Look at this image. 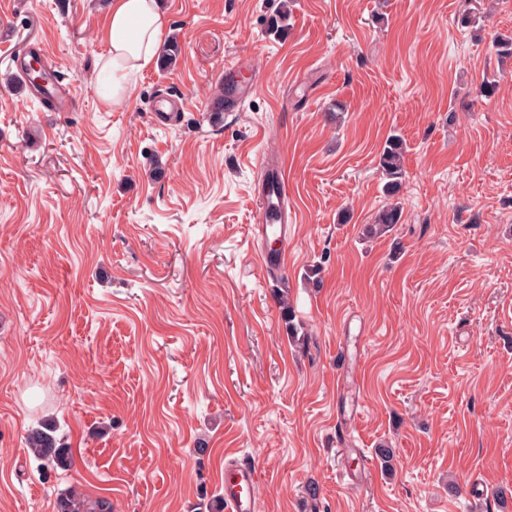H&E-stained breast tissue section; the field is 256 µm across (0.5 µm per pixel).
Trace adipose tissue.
<instances>
[{
    "instance_id": "adipose-tissue-1",
    "label": "adipose tissue",
    "mask_w": 512,
    "mask_h": 512,
    "mask_svg": "<svg viewBox=\"0 0 512 512\" xmlns=\"http://www.w3.org/2000/svg\"><path fill=\"white\" fill-rule=\"evenodd\" d=\"M168 20L157 0H112L102 39L108 45L107 67L138 69L154 56Z\"/></svg>"
}]
</instances>
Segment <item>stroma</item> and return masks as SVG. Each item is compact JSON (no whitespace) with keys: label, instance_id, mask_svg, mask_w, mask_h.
<instances>
[{"label":"stroma","instance_id":"35a3bbf8","mask_svg":"<svg viewBox=\"0 0 512 512\" xmlns=\"http://www.w3.org/2000/svg\"><path fill=\"white\" fill-rule=\"evenodd\" d=\"M279 2L161 0L182 53L110 105L112 0H0V512L73 486L198 512L229 452L258 471L255 512H512V58L489 49L512 0L476 26L478 0H291L277 37ZM39 46L72 111L6 82ZM242 57L253 93L215 118ZM161 98L183 107L153 120ZM279 158L270 274L257 192ZM392 201L399 223L367 235ZM42 422L69 470L29 459ZM404 151V142L398 136L392 135L386 139L379 154L378 165L388 179L385 189L389 195H395L400 189ZM269 173L276 175V182L280 185V194H275L276 201L269 196L259 198L257 221L261 224L262 231L267 238L270 232L275 237V240L282 242L285 241L288 234V225L285 224L288 218V180L282 162L268 164L266 166V177Z\"/></svg>","mask_w":512,"mask_h":512}]
</instances>
